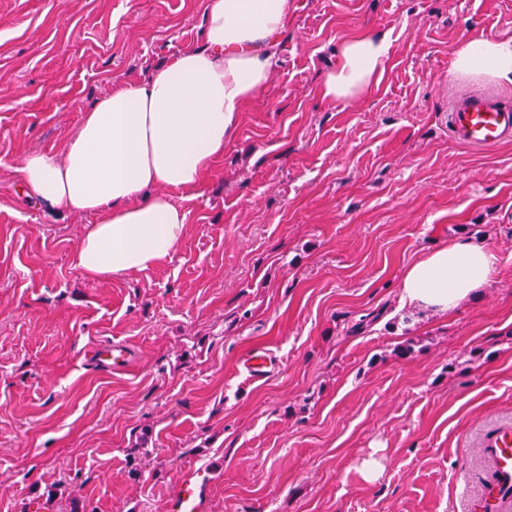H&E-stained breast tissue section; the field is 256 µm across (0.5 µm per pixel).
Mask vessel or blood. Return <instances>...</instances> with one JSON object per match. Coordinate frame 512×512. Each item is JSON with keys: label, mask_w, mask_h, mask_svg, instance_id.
I'll return each instance as SVG.
<instances>
[{"label": "vessel or blood", "mask_w": 512, "mask_h": 512, "mask_svg": "<svg viewBox=\"0 0 512 512\" xmlns=\"http://www.w3.org/2000/svg\"><path fill=\"white\" fill-rule=\"evenodd\" d=\"M449 130L462 147L486 149L512 142V103L498 93L471 90L458 96L448 110ZM491 461L475 512H504L512 506V425L488 431L482 441ZM209 492L204 477L184 474L167 501L168 512H202Z\"/></svg>", "instance_id": "vessel-or-blood-1"}]
</instances>
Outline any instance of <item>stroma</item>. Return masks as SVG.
<instances>
[{
	"label": "stroma",
	"instance_id": "1",
	"mask_svg": "<svg viewBox=\"0 0 512 512\" xmlns=\"http://www.w3.org/2000/svg\"><path fill=\"white\" fill-rule=\"evenodd\" d=\"M293 3L215 174L172 194L188 211L172 260L95 280L72 261L90 216L20 202L15 169L61 151L113 79L200 44L203 0H0V512L69 495L167 512L194 469L204 512H470L481 496L482 437L512 425V143L459 147L448 106L512 84L450 64L462 41L512 39V0ZM362 30L392 42L378 88L321 100ZM464 238L496 252L489 285L447 312L401 305L404 271ZM114 342L131 365H94ZM257 350L270 378L242 365Z\"/></svg>",
	"mask_w": 512,
	"mask_h": 512
}]
</instances>
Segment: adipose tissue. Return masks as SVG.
I'll return each instance as SVG.
<instances>
[{"label": "adipose tissue", "mask_w": 512, "mask_h": 512, "mask_svg": "<svg viewBox=\"0 0 512 512\" xmlns=\"http://www.w3.org/2000/svg\"><path fill=\"white\" fill-rule=\"evenodd\" d=\"M201 46L137 81L116 80L86 107L60 153L30 152L17 169L28 199L62 215H90L75 267L92 279L171 261L187 227L171 190L195 192L234 137L246 104L266 87L292 17L290 0H204ZM388 37L361 32L342 44L323 100L341 102L377 86ZM453 74L482 72L512 83V42L474 38L455 48ZM496 266L484 242L460 239L408 267L402 302L447 311L483 288Z\"/></svg>", "instance_id": "obj_1"}]
</instances>
